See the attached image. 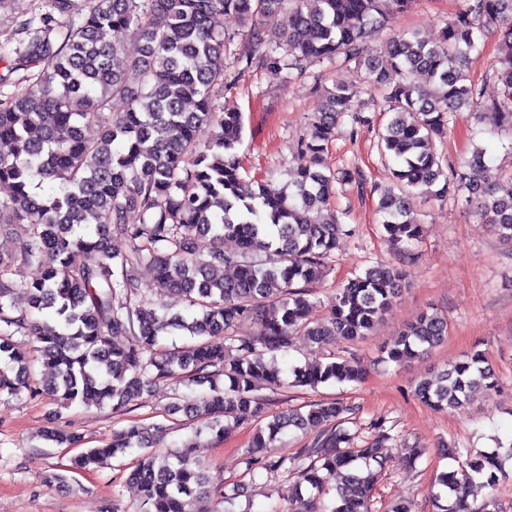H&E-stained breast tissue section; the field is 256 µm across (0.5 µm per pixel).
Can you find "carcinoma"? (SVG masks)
<instances>
[{
	"label": "carcinoma",
	"mask_w": 512,
	"mask_h": 512,
	"mask_svg": "<svg viewBox=\"0 0 512 512\" xmlns=\"http://www.w3.org/2000/svg\"><path fill=\"white\" fill-rule=\"evenodd\" d=\"M414 0H90L89 10L69 18L70 0H41L17 21L0 44V232L21 230L18 246L0 253V396L21 390L54 397L69 405H112L120 410L145 388L184 374L209 380V392L188 408L215 437L236 422L261 416L260 388L276 390L281 368L266 355L288 351L297 330L321 346L329 338H365L392 308L407 271L377 265L347 280L336 292L329 315L309 322L310 286L324 273L340 240L353 230L329 212L337 186L362 179L360 171L336 172L325 151L345 119L363 122L359 86L380 94L389 115L377 147L394 164L395 183L376 184L381 234L404 258L423 236L413 217L417 197L443 198L453 190L475 200L480 219L512 243V195L501 196L487 172V150L478 147L459 164L443 168L439 144L450 114L467 107L478 114L475 134H512V0H462L439 41L417 34L388 41L382 55L368 57L364 41ZM288 12L285 39L268 44L258 27L264 16ZM235 14L247 30L226 33L221 17ZM498 34L503 49L494 78L501 96L482 101L468 73V54L487 36ZM141 43L137 56L124 55V40ZM328 64L354 75L327 91L298 141L288 171L291 192L272 193L245 184L236 155L244 116L217 103L226 76L260 68L288 80L310 77L308 67ZM32 77L25 93H7L10 75ZM426 79L416 83V76ZM97 124L99 138L83 127ZM212 124L206 144L197 130ZM52 192L38 193L43 185ZM138 215V222L129 220ZM240 252L224 251V238ZM130 244L112 251V239ZM262 252L264 264L243 260ZM153 268L157 293L171 294L184 312L159 314L136 275ZM234 269L230 277L224 269ZM35 275L28 279L24 272ZM29 295L26 308L13 303L14 291ZM51 310V318L34 313ZM256 326L249 336L237 329ZM180 330L195 338L166 349L160 331ZM30 336L50 375L34 380L28 361L14 352L12 336ZM448 319L423 313L383 351V362L406 363L440 346ZM295 384L317 388L333 381L357 382L362 369L353 358L293 369ZM500 386L474 351L414 386L431 408L462 410ZM350 408L317 401L303 411L287 409L268 419L246 450L249 470L282 471L294 477L292 496L302 489L325 492L329 502L307 501L303 512H369L370 498L387 460L380 433L363 448L352 447L343 427ZM316 430L322 437L294 456L276 455L285 431ZM167 431L164 424L127 425L101 448L74 458L73 468L93 470L109 460L143 450L128 480L141 493L142 512H201L211 496L206 467L192 444L164 456L145 451ZM44 439L76 446L80 438L56 428ZM457 468L437 478V512H497L490 498L469 503L476 485L493 488L502 472L499 454L445 449Z\"/></svg>",
	"instance_id": "obj_1"
}]
</instances>
